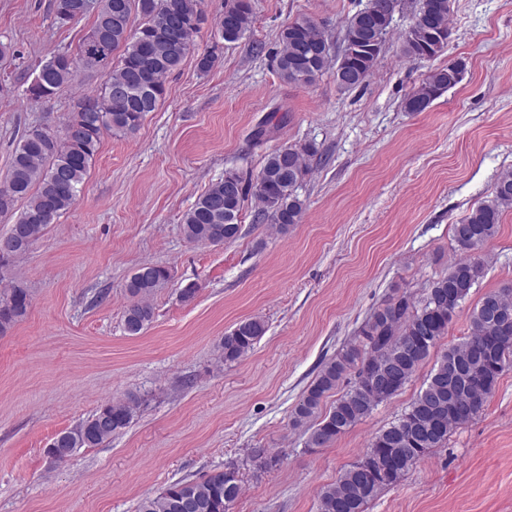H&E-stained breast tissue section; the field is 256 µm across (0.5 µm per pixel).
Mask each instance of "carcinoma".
Returning a JSON list of instances; mask_svg holds the SVG:
<instances>
[{"instance_id": "obj_1", "label": "carcinoma", "mask_w": 512, "mask_h": 512, "mask_svg": "<svg viewBox=\"0 0 512 512\" xmlns=\"http://www.w3.org/2000/svg\"><path fill=\"white\" fill-rule=\"evenodd\" d=\"M94 8H86L87 2ZM392 0H367L346 22L341 50L332 52L325 31L300 17L280 33L276 67L288 84H311L329 72L339 88L353 89L372 73L393 18ZM53 10L79 18L94 15L83 44L95 39L112 53L122 50L117 68L107 75L100 93L80 102L65 126L72 132L50 137L43 128L29 129L18 141L6 184L0 188V214L22 204L15 224L0 237L12 243L0 254V282L5 270L26 254L48 225L68 211L81 192L98 154L103 135L136 131L144 116L155 111L165 93V80L190 53L193 37L204 22L201 0H53ZM452 0H419L416 20L405 31L402 52L411 60H431L448 46ZM144 23L134 30L132 13ZM251 0H224L218 36L226 44L251 31ZM86 64L56 52L28 86L33 101L53 95L71 83ZM466 62L457 59L437 67L404 99L408 112H423L459 84ZM318 153L313 142L291 144L269 153L254 187L235 170L211 184L182 217L185 237L195 243L224 244L241 233V214L249 192L261 204L259 214L284 231L301 221L305 203L297 193L309 173L306 159ZM512 208V170L502 172L491 195L452 226V240L462 256L432 281L423 299L394 291L364 320L354 342L326 362L292 413V424L308 425V448H323L369 416L380 403L408 384L432 348L448 335L456 312L484 276L477 251L498 232L502 214ZM170 278L168 269L147 262L126 284L131 297L124 326L140 334L154 318L150 298ZM30 294L19 285L0 292V334L27 312ZM266 333L258 318L241 320L224 332L220 343L226 362L243 357ZM512 368V285L485 293L473 307L465 337L448 346L427 381L403 414L379 431L368 448L343 470L336 483L323 489L318 512H366L385 488L399 483L431 449L448 442L450 434L483 410L499 379ZM342 389L329 411L320 413L327 397ZM134 397L109 400L84 422L57 435L49 454L63 462L79 448L97 447L126 429L134 416ZM239 471H215L201 480H179L155 496L143 498L137 512H228L240 494Z\"/></svg>"}]
</instances>
